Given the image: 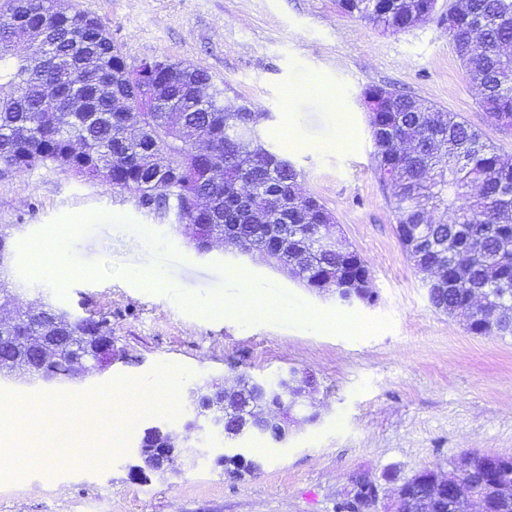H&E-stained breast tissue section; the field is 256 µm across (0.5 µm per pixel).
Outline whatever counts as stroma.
Here are the masks:
<instances>
[{"instance_id":"1","label":"stroma","mask_w":512,"mask_h":512,"mask_svg":"<svg viewBox=\"0 0 512 512\" xmlns=\"http://www.w3.org/2000/svg\"><path fill=\"white\" fill-rule=\"evenodd\" d=\"M98 19L127 63L167 57L205 68L227 85L232 104L264 112L263 139L297 169L304 192L336 217V232L364 262L377 299L345 305L308 290L263 260L221 247L189 250L170 219L130 194L86 183L48 165L0 174V227H10L8 274L24 299L76 313L105 310L127 355L75 382L0 380V403L65 397L111 399L124 383L177 381L167 410L133 416L109 460L88 467L80 434L61 426L50 442L23 439L30 452L0 477V512H336L353 473L392 500L404 480L430 470L447 477L462 453L512 457V336H477L436 312L426 276L396 234L388 191L374 173V146L361 94L384 86L457 113L506 159L512 131L492 124L456 56L446 28L448 0L423 23L384 34L337 0H61ZM351 137L333 149L337 117ZM68 230L74 271L49 283L32 262L37 244ZM131 268L162 270L166 285L142 288ZM278 295L281 314L242 323L211 311L230 301L233 272ZM350 316L353 335L313 330L303 311ZM312 374L318 419L294 426L286 443L247 438L260 468L228 478L212 463L224 439L200 434L195 464L170 476L135 475L148 427L180 428L189 387L238 373Z\"/></svg>"}]
</instances>
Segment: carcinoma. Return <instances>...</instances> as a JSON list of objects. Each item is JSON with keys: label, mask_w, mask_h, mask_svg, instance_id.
I'll use <instances>...</instances> for the list:
<instances>
[{"label": "carcinoma", "mask_w": 512, "mask_h": 512, "mask_svg": "<svg viewBox=\"0 0 512 512\" xmlns=\"http://www.w3.org/2000/svg\"><path fill=\"white\" fill-rule=\"evenodd\" d=\"M433 0H340L347 13L383 33L409 28L432 13ZM454 50L471 81L482 89L483 110L496 126L512 130V0H460L450 8ZM25 53L14 52L16 44ZM171 73L146 65L132 74L97 19L66 12L53 0H7L0 14V171L24 173L52 164L89 182L132 195L200 251L222 243H249L280 269L278 237L294 257L293 278L308 289L326 283L350 287L366 268L355 253L311 256L335 228L331 211L298 191L300 172L265 143L248 149L240 136L251 129L252 105L224 106L226 89L208 71L169 61ZM163 85L164 96L145 112L118 109L138 101L145 88ZM363 94L381 97L369 124L375 174L391 193L402 228L401 244L415 265L437 272L441 288L429 302L454 315L472 297L480 306L467 330L480 336L512 335V163L503 161L482 134L458 115L380 86ZM79 95L82 107L70 101ZM205 146L207 154L200 153ZM162 153L166 171L152 164ZM116 353L112 326L101 313L74 315L51 303L17 300L0 318V378L28 384L62 383L95 369ZM241 375L212 415L231 432L246 417L268 413L270 402ZM212 387L195 384L186 396L195 417L185 430L203 427L204 411L191 403ZM167 426L144 431L138 451L181 448ZM250 459L225 452L215 463L230 478L250 472ZM413 512H459L427 484L409 485Z\"/></svg>", "instance_id": "cac0c4a2"}]
</instances>
